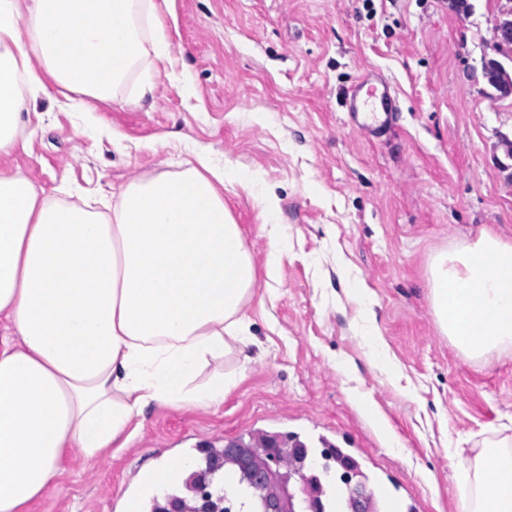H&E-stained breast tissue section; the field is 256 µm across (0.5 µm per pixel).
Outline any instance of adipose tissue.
<instances>
[{
  "instance_id": "adipose-tissue-1",
  "label": "adipose tissue",
  "mask_w": 512,
  "mask_h": 512,
  "mask_svg": "<svg viewBox=\"0 0 512 512\" xmlns=\"http://www.w3.org/2000/svg\"><path fill=\"white\" fill-rule=\"evenodd\" d=\"M142 0H0V154L29 134L48 83L83 97L114 95L147 57L166 60L158 13ZM196 165L134 179L106 210L41 195L0 173V512H29L67 472L72 449L92 459L144 408H211L237 383L201 371L249 343L240 312L257 283L243 230L224 204L234 170ZM429 300L440 332L465 357L512 351V241L485 231L438 252ZM194 463L141 471L144 493L175 487ZM474 489L465 512H512V437L489 438L453 469Z\"/></svg>"
}]
</instances>
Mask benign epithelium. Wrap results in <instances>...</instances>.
Instances as JSON below:
<instances>
[{"instance_id":"benign-epithelium-1","label":"benign epithelium","mask_w":512,"mask_h":512,"mask_svg":"<svg viewBox=\"0 0 512 512\" xmlns=\"http://www.w3.org/2000/svg\"><path fill=\"white\" fill-rule=\"evenodd\" d=\"M495 43L512 39V8L503 10L496 19ZM481 75L496 89V96H512V73L502 65L488 71L487 59H482ZM280 440L271 438L267 443L264 460L255 462L242 448H232L229 461L235 464L248 480L258 499V512H322L321 484L314 473L306 472L307 453L297 449L292 458L284 460L280 455ZM212 470L198 475L195 496L200 501L201 512H238L234 499H224V506L213 507L211 500ZM355 469L343 465L342 477L351 492L352 512H373L370 495L364 483L356 480Z\"/></svg>"}]
</instances>
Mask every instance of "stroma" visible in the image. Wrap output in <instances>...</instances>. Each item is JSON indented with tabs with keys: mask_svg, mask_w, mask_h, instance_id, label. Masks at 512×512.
Instances as JSON below:
<instances>
[{
	"mask_svg": "<svg viewBox=\"0 0 512 512\" xmlns=\"http://www.w3.org/2000/svg\"><path fill=\"white\" fill-rule=\"evenodd\" d=\"M166 61L135 67L84 112L36 101L27 147L0 158L46 196L113 189L171 170L193 150L242 173L224 203L257 284L242 309L251 341L224 361L238 382L220 407L152 406L122 448L70 455V473L32 512H121L144 466L262 430L294 434L311 459L351 458L386 512H462L451 478L490 431L512 436V353L466 360L430 308L432 256L490 230L512 240V98L480 75L500 0H156ZM397 93L387 136L351 130L345 90L363 69ZM276 197L288 254L267 276L259 192ZM367 289L365 319L357 289Z\"/></svg>",
	"mask_w": 512,
	"mask_h": 512,
	"instance_id": "1",
	"label": "stroma"
}]
</instances>
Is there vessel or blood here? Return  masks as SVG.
Returning a JSON list of instances; mask_svg holds the SVG:
<instances>
[{"label": "vessel or blood", "instance_id": "1", "mask_svg": "<svg viewBox=\"0 0 512 512\" xmlns=\"http://www.w3.org/2000/svg\"><path fill=\"white\" fill-rule=\"evenodd\" d=\"M345 108L351 127L367 137H380L393 126L392 97L385 80L350 87L345 96Z\"/></svg>", "mask_w": 512, "mask_h": 512}]
</instances>
